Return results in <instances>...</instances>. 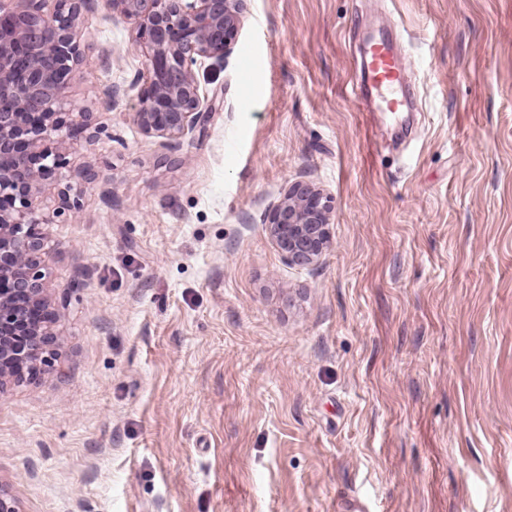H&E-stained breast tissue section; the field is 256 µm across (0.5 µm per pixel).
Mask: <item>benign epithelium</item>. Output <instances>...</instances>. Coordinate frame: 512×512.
Here are the masks:
<instances>
[{
	"mask_svg": "<svg viewBox=\"0 0 512 512\" xmlns=\"http://www.w3.org/2000/svg\"><path fill=\"white\" fill-rule=\"evenodd\" d=\"M132 21L146 49L148 87L138 121L145 133L178 141L223 107L201 95L192 66H220L242 24L244 0H109ZM90 0H0V281L23 272L21 287L43 302L38 258L48 223L37 208L40 182L55 178L60 156L48 146L70 129L63 111L68 77L81 56L76 21ZM331 208L324 191L296 181L268 216L267 231L291 266L309 267L329 246ZM54 336L27 327L24 307L0 295V391L6 366L35 357L50 366Z\"/></svg>",
	"mask_w": 512,
	"mask_h": 512,
	"instance_id": "benign-epithelium-1",
	"label": "benign epithelium"
}]
</instances>
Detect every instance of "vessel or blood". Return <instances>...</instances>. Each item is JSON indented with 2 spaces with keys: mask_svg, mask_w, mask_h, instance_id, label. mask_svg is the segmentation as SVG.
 Listing matches in <instances>:
<instances>
[{
  "mask_svg": "<svg viewBox=\"0 0 512 512\" xmlns=\"http://www.w3.org/2000/svg\"><path fill=\"white\" fill-rule=\"evenodd\" d=\"M405 73L401 55L390 40H368L359 69L351 85L357 97L370 98L376 112L396 113L409 106L404 98Z\"/></svg>",
  "mask_w": 512,
  "mask_h": 512,
  "instance_id": "1",
  "label": "vessel or blood"
}]
</instances>
